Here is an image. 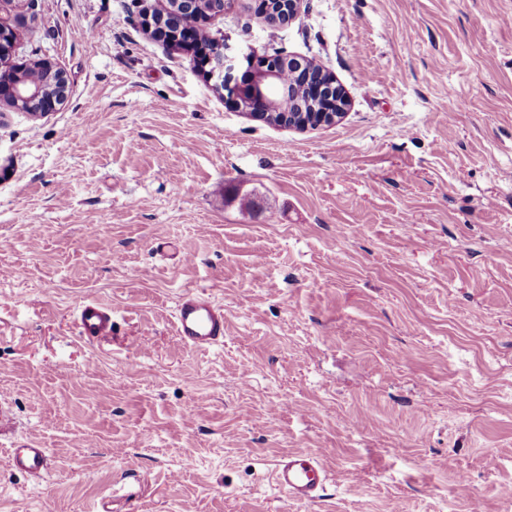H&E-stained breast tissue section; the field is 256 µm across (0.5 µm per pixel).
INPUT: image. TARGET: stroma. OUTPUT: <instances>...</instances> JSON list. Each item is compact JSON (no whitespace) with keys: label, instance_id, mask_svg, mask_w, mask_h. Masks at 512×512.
I'll use <instances>...</instances> for the list:
<instances>
[{"label":"stroma","instance_id":"1","mask_svg":"<svg viewBox=\"0 0 512 512\" xmlns=\"http://www.w3.org/2000/svg\"><path fill=\"white\" fill-rule=\"evenodd\" d=\"M166 2L0 0L15 62L68 85L39 118L0 100V512H512V0H304L274 29L228 0L234 78L280 49L346 90L305 131L148 35ZM201 288L209 350L174 324ZM294 448L315 502L272 487ZM224 308L205 290L184 295L177 304L175 324L184 344L206 350L224 344ZM80 334L104 338L112 334V311L96 300L84 301L78 309ZM13 466L34 477H41L48 468L47 455L43 448H28L24 445L11 448ZM328 474L310 449L295 448L280 457L272 469V482L290 498L299 502L320 499L326 490Z\"/></svg>","mask_w":512,"mask_h":512}]
</instances>
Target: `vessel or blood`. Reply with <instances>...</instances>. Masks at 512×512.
<instances>
[{"mask_svg": "<svg viewBox=\"0 0 512 512\" xmlns=\"http://www.w3.org/2000/svg\"><path fill=\"white\" fill-rule=\"evenodd\" d=\"M224 309L203 290L184 295L177 304L176 329L184 344L194 350H206L224 343ZM81 335L104 338L112 333V312L104 304L84 301L78 309ZM14 467L32 476L45 474L48 463L44 449L21 446L11 451ZM274 485L299 502L320 499L328 474L310 449L297 448L280 457L272 470Z\"/></svg>", "mask_w": 512, "mask_h": 512, "instance_id": "vessel-or-blood-1", "label": "vessel or blood"}]
</instances>
